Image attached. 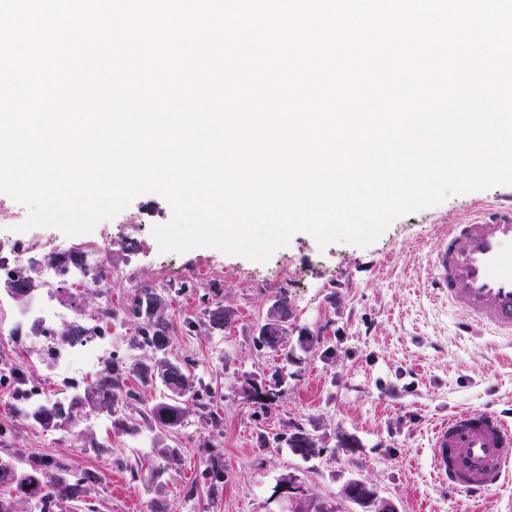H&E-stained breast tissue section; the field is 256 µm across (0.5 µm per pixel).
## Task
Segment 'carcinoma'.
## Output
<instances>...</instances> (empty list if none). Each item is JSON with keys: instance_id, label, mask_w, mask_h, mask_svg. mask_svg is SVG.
<instances>
[{"instance_id": "1", "label": "carcinoma", "mask_w": 512, "mask_h": 512, "mask_svg": "<svg viewBox=\"0 0 512 512\" xmlns=\"http://www.w3.org/2000/svg\"><path fill=\"white\" fill-rule=\"evenodd\" d=\"M4 289L16 299H25L39 289L33 277L18 273L3 279ZM200 299L205 303L203 316L210 328L222 330L228 317L224 306L218 302L208 303L207 294ZM164 299L152 288H140L134 294L123 314L125 319L137 325L143 351L141 359L127 365L117 358L106 363L95 379L71 400L46 403L33 411V423L42 428H60L74 420L73 410L90 406L111 416L122 405L136 399V394L126 385L124 376L132 372L144 385L161 384L165 393L154 400L144 414L151 425L162 434L173 435L185 424L190 413L205 417L214 428L221 425V418L211 410L214 392L202 395L196 390L195 376L190 363L180 362L169 354V323L160 314ZM276 304L283 307L280 324L270 335H257L256 343L261 348L276 350L288 345V336L294 333L288 323V297L282 296ZM82 320L69 322L57 336L62 340L75 341L84 336ZM249 397L263 413L276 405L279 393L262 386L253 387ZM288 447L300 456L303 449L311 447L316 439L311 434L298 430L286 437ZM101 476L92 471H77L65 461L40 455L26 457L16 453H5L0 457V512H16L17 504L29 502L37 512H83L87 496Z\"/></svg>"}]
</instances>
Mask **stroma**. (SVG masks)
Here are the masks:
<instances>
[{
	"label": "stroma",
	"mask_w": 512,
	"mask_h": 512,
	"mask_svg": "<svg viewBox=\"0 0 512 512\" xmlns=\"http://www.w3.org/2000/svg\"><path fill=\"white\" fill-rule=\"evenodd\" d=\"M512 202V187L499 186L448 198L395 220L367 247L333 243L318 248L306 233L259 263L217 249L160 253L151 234L170 210L159 195L137 197L115 218L93 231L70 237L55 228H34L35 239L54 246L108 238L107 255L91 254L88 265L107 262L108 287L88 295L82 276L66 290L45 289L59 304L95 321L104 301L117 317L109 330L112 355L125 362L141 356L133 323L118 314L135 289H157L164 299L171 356L192 360L195 378L219 393L215 410L223 421L213 429L190 414L175 435L160 436L144 417L146 405L163 388L126 383L138 402L123 407L126 430L111 417L82 408L77 430L44 429L21 422L12 396L0 390V442L24 454L63 458L75 470H92L102 481L92 488L93 512H272L277 485L295 478L310 494L339 503L345 481L357 477L392 499L398 512H512V482L471 497L443 487L433 475L429 437L442 419L468 408L489 407L512 423V339L489 331L466 332V314L449 306L428 278V261L438 232L448 224H469ZM214 286L229 315L224 329L202 322L186 334L183 320L198 317L197 297L179 292L182 282ZM288 299L289 321L314 336L287 350L257 348L254 337L273 303ZM28 366V382L56 399L60 368L44 360L41 347L26 340L0 346V369ZM277 383L280 396L268 414L248 400L252 386ZM310 433L320 454L304 459L275 434L295 428ZM84 431L86 440L76 438ZM99 449H92V442ZM170 447L179 462L166 466L159 450ZM224 468V483L211 488L210 461ZM155 477L139 481L140 467Z\"/></svg>",
	"instance_id": "obj_1"
}]
</instances>
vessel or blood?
<instances>
[{"label":"vessel or blood","mask_w":512,"mask_h":512,"mask_svg":"<svg viewBox=\"0 0 512 512\" xmlns=\"http://www.w3.org/2000/svg\"><path fill=\"white\" fill-rule=\"evenodd\" d=\"M429 276L470 325L512 337V204L483 223L452 224L431 254ZM438 481L480 495L512 479V425L490 409H465L438 423L430 440Z\"/></svg>","instance_id":"obj_1"}]
</instances>
